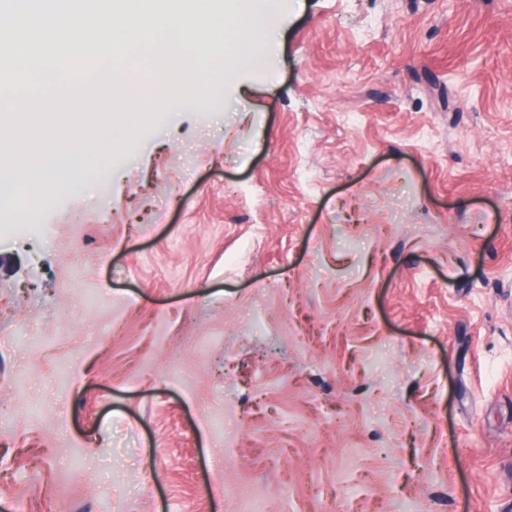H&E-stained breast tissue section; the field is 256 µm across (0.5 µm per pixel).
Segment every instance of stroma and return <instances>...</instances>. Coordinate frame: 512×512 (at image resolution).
Wrapping results in <instances>:
<instances>
[{
	"mask_svg": "<svg viewBox=\"0 0 512 512\" xmlns=\"http://www.w3.org/2000/svg\"><path fill=\"white\" fill-rule=\"evenodd\" d=\"M256 10L249 65L212 0L164 111L119 60L105 151L0 190V512H512V0ZM33 85L0 56L47 154Z\"/></svg>",
	"mask_w": 512,
	"mask_h": 512,
	"instance_id": "35a3bbf8",
	"label": "stroma"
}]
</instances>
